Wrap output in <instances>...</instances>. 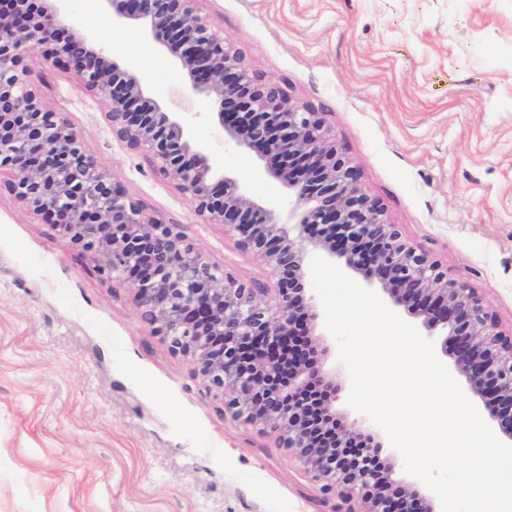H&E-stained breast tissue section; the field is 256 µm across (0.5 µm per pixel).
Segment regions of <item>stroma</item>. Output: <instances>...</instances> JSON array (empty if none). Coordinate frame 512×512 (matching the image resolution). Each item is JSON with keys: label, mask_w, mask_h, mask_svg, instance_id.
<instances>
[{"label": "stroma", "mask_w": 512, "mask_h": 512, "mask_svg": "<svg viewBox=\"0 0 512 512\" xmlns=\"http://www.w3.org/2000/svg\"><path fill=\"white\" fill-rule=\"evenodd\" d=\"M152 99L182 73L107 0H74ZM250 68L326 112L364 190L414 245L512 329V0H200ZM29 80L87 153L159 222L184 225L246 281L268 267L201 223L142 153L117 140L102 97L41 57ZM192 138L259 199L282 197L254 152L224 144L198 100ZM276 434L224 402L172 355L130 291L41 215L0 194V512H331Z\"/></svg>", "instance_id": "obj_1"}]
</instances>
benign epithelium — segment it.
Wrapping results in <instances>:
<instances>
[{
	"mask_svg": "<svg viewBox=\"0 0 512 512\" xmlns=\"http://www.w3.org/2000/svg\"><path fill=\"white\" fill-rule=\"evenodd\" d=\"M70 0H0V190L41 213L81 248L105 280L128 288L142 319L169 351L224 398L234 420L278 433L323 490L333 512H441L420 486L347 453L363 442L380 455L379 430L348 420L346 385L327 365L318 333L309 261L318 254L380 288L387 302L442 337L454 372L465 378L512 444V333L477 292L412 245L362 186L358 165L338 152L326 113L262 80L198 14L199 0H107L112 20L150 35L185 71L181 111L145 96L133 64L120 69L108 46L84 31ZM37 54L73 73L107 106L112 134L147 155L193 204L203 224H221L236 247L270 268L269 285L244 281L209 261L181 224L149 215L100 171L62 112L43 105L29 81ZM205 97L225 141L254 151L266 175L288 189V212L262 204L195 143L183 111Z\"/></svg>",
	"mask_w": 512,
	"mask_h": 512,
	"instance_id": "obj_1",
	"label": "benign epithelium"
}]
</instances>
